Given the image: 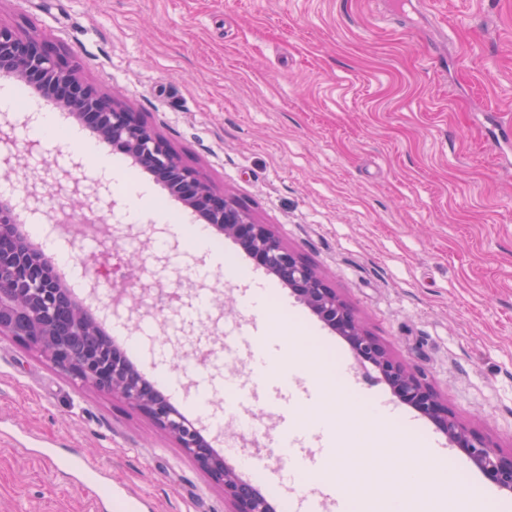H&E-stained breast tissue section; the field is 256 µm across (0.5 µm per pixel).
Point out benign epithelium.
<instances>
[{"instance_id": "1", "label": "benign epithelium", "mask_w": 512, "mask_h": 512, "mask_svg": "<svg viewBox=\"0 0 512 512\" xmlns=\"http://www.w3.org/2000/svg\"><path fill=\"white\" fill-rule=\"evenodd\" d=\"M0 71L34 84L59 108L88 121L101 139L127 155L205 223L233 239L258 265L275 275L331 331L349 344L355 359L372 366L392 393L432 421L448 441L463 450L484 477L502 490L512 491V452L505 454L468 429L448 411L437 393L414 372L395 360L360 323L354 309L316 272L312 263L291 249L268 224H260L235 199L206 183L183 163L174 149L154 133L123 102L86 82L80 66L56 42L37 33L0 23ZM16 125L0 121V169L22 166ZM79 161L68 170L49 164L27 182L19 202L0 201V336L37 350L56 367L100 391L119 397L162 428L217 485L224 488L228 512H275L252 484L224 462L196 423L160 394L112 346L94 313L61 284L52 257L35 248L22 229L27 215L42 211L48 195L76 201L80 212L77 234L109 228L107 216L116 202L109 183L86 182L77 176ZM65 237L72 236V216L61 209L50 216ZM111 288L107 307L124 303L128 289L138 287L153 297V307L168 310L176 292L148 288L139 280L116 277L110 257L91 262L89 288L101 282Z\"/></svg>"}]
</instances>
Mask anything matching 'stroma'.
Here are the masks:
<instances>
[{"label":"stroma","instance_id":"1","mask_svg":"<svg viewBox=\"0 0 512 512\" xmlns=\"http://www.w3.org/2000/svg\"><path fill=\"white\" fill-rule=\"evenodd\" d=\"M0 22L38 31L79 62L86 81L116 95L217 188L316 265L399 361L423 375L470 430L512 451V0H0ZM112 173L109 236L83 237L56 261L64 285L118 334L141 373L213 448L236 442L231 465L287 502L279 460V373L247 380L240 411L263 428L242 435L222 395L199 408L203 379L222 386L244 373L253 349L280 354L294 336L315 366L292 380L313 386L299 422L326 405L319 367L353 354L236 242L212 234L197 250L184 205L120 151ZM154 203L130 216L132 180ZM153 226L127 238V224ZM135 254L142 282L175 290L221 280L233 305L197 296L151 311L132 290L128 306L103 308L90 290L91 256ZM168 255L160 263L159 255ZM270 289V315L243 307L255 278ZM200 350L201 366L182 359ZM351 427L295 434L299 454L350 470L368 512H384L400 481L393 456L425 453L486 512H512V493L487 481L428 419L406 409L384 434L386 449L356 469L370 444L368 405L351 400ZM79 454L89 473L67 466ZM123 512H227L224 491L147 415L0 338V512H106L103 485Z\"/></svg>","mask_w":512,"mask_h":512}]
</instances>
